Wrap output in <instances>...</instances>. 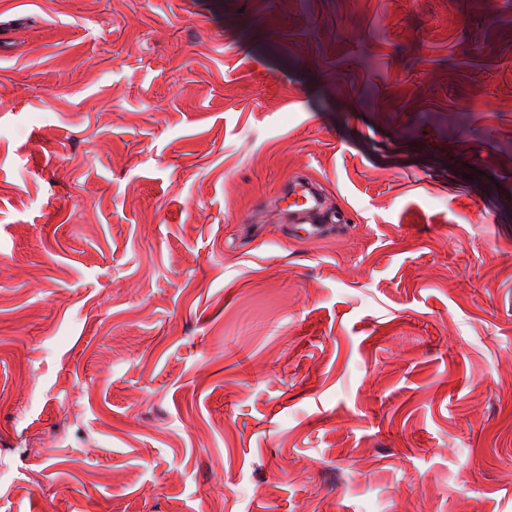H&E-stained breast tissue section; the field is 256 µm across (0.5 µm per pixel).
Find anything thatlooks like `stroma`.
<instances>
[{
    "label": "stroma",
    "instance_id": "1",
    "mask_svg": "<svg viewBox=\"0 0 512 512\" xmlns=\"http://www.w3.org/2000/svg\"><path fill=\"white\" fill-rule=\"evenodd\" d=\"M0 32V512H512V0ZM281 210L288 215L293 232H301L299 238L317 239L324 231L323 224H315L324 209L323 198L312 183L294 182L280 197Z\"/></svg>",
    "mask_w": 512,
    "mask_h": 512
}]
</instances>
